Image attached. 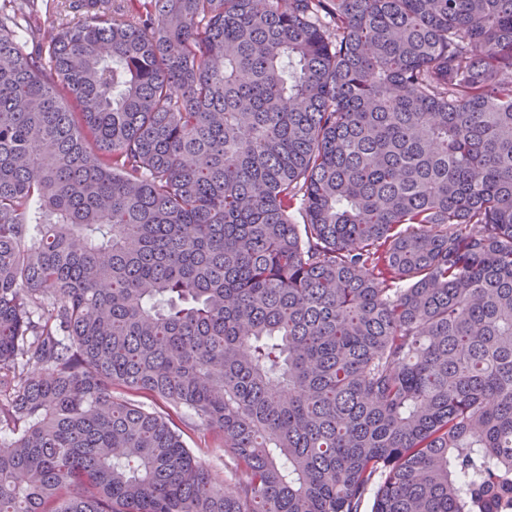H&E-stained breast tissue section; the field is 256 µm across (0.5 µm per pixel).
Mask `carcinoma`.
I'll list each match as a JSON object with an SVG mask.
<instances>
[{
	"instance_id": "cac0c4a2",
	"label": "carcinoma",
	"mask_w": 512,
	"mask_h": 512,
	"mask_svg": "<svg viewBox=\"0 0 512 512\" xmlns=\"http://www.w3.org/2000/svg\"><path fill=\"white\" fill-rule=\"evenodd\" d=\"M38 42L0 18V512H512V0ZM169 412L173 421L183 431V440L187 448H191L195 453L199 454L198 448L209 446L208 451L204 449L206 452L199 455L206 462L207 466L220 473L223 478L224 475H229L233 469V460L229 453L224 454V447L216 448L217 443H214L209 435L204 438L202 431L187 425V422H184L186 418L183 413H175L173 410Z\"/></svg>"
}]
</instances>
